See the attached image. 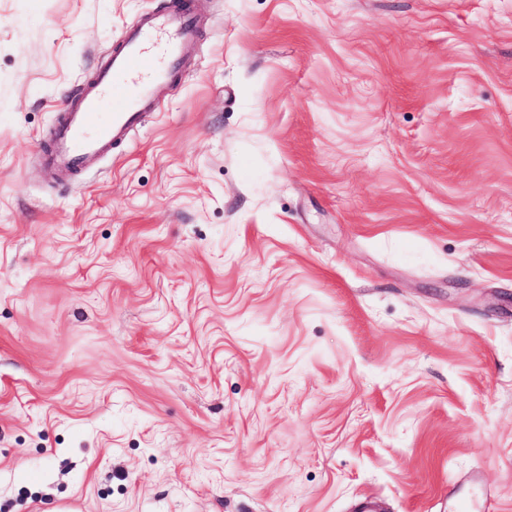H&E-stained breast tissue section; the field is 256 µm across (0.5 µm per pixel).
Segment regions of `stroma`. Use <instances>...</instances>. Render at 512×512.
Returning a JSON list of instances; mask_svg holds the SVG:
<instances>
[{
	"instance_id": "obj_1",
	"label": "stroma",
	"mask_w": 512,
	"mask_h": 512,
	"mask_svg": "<svg viewBox=\"0 0 512 512\" xmlns=\"http://www.w3.org/2000/svg\"><path fill=\"white\" fill-rule=\"evenodd\" d=\"M175 2L0 0V512H512V0H188L52 174ZM196 24L189 8L142 15L93 80L68 101L55 125L46 165L81 170L124 142L172 81L192 45ZM145 68L152 71L149 82L140 77Z\"/></svg>"
}]
</instances>
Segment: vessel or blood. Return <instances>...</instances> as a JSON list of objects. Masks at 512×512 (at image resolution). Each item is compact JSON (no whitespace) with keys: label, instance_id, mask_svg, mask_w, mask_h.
<instances>
[{"label":"vessel or blood","instance_id":"obj_1","mask_svg":"<svg viewBox=\"0 0 512 512\" xmlns=\"http://www.w3.org/2000/svg\"><path fill=\"white\" fill-rule=\"evenodd\" d=\"M196 24L188 9L142 15L61 112L46 152L47 166L81 170L124 142L171 82L192 45ZM146 68L152 72L148 82L140 77Z\"/></svg>","mask_w":512,"mask_h":512}]
</instances>
